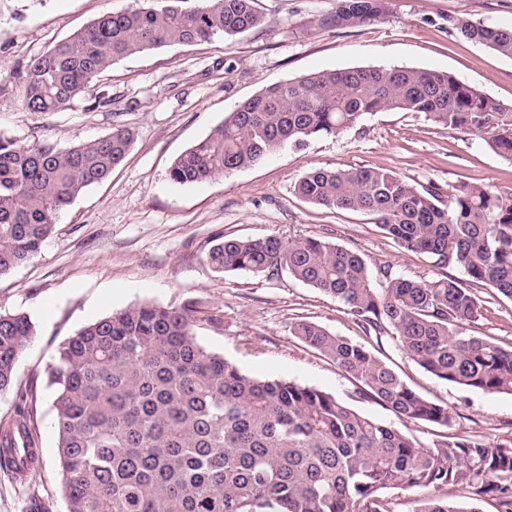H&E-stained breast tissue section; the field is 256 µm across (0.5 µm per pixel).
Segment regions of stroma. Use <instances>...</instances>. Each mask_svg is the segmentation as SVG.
<instances>
[{"instance_id":"35a3bbf8","label":"stroma","mask_w":512,"mask_h":512,"mask_svg":"<svg viewBox=\"0 0 512 512\" xmlns=\"http://www.w3.org/2000/svg\"><path fill=\"white\" fill-rule=\"evenodd\" d=\"M136 0H0V131L27 146L67 148L118 127L134 140L124 162L82 191L57 217L40 253L0 277V313H24L34 336L17 383L37 396L39 461L33 477L0 468V512H65L52 390L44 370L59 345L87 324L149 301L197 304L207 347L250 376L286 379L335 395L383 422L392 414L361 398L353 380L290 333L305 319L362 342L417 393L448 405L450 433L489 445L512 438V395L468 390L420 368L391 338L366 336L335 299L288 273L220 272L205 255L219 237H316L360 252L371 267L391 264L409 278H432L426 257L400 249L362 213L305 203L295 181L316 168L390 170L418 187L461 184L512 193V161L484 137L446 129L417 112H376L336 136L286 148L209 182L178 185L175 157L206 137L235 106L268 85L321 70L413 67L450 73L512 103V58L461 38L464 17L512 28V0H391L386 19L353 28L320 26L336 0H256L263 24L235 36L171 43L112 65L70 106L45 114L23 105L31 58ZM104 106H96V99ZM472 330L512 344V301L489 300Z\"/></svg>"}]
</instances>
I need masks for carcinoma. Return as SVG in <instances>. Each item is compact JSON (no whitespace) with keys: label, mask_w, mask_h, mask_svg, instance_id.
I'll use <instances>...</instances> for the list:
<instances>
[{"label":"carcinoma","mask_w":512,"mask_h":512,"mask_svg":"<svg viewBox=\"0 0 512 512\" xmlns=\"http://www.w3.org/2000/svg\"><path fill=\"white\" fill-rule=\"evenodd\" d=\"M256 0H143L106 12L32 58L27 111L59 112L117 60L169 44L235 36L263 24ZM388 13L386 0H336L320 23L356 27ZM464 39L512 58V31L453 23ZM419 112L441 127L487 136L512 159V104L446 72L409 67L321 70L275 83L241 102L168 168L200 184L249 168L286 147L336 136L369 114ZM133 132L119 127L67 149L21 146L0 132V276L33 258L55 219L126 158ZM304 202L362 212L401 249L441 269L432 279L372 269L358 252L315 237H221L206 254L219 271L286 270L340 302L366 333L395 340L439 380L512 395V344L466 324L490 297L512 300V203L476 184L421 189L378 168L314 169L294 184ZM459 269L461 279L447 273ZM194 306L149 302L105 316L62 343L45 374L53 388L67 512H392L385 492L433 493L417 512H479L483 497L512 512V441L495 446L445 433L426 445L411 422L450 426L448 406L422 397L374 351L309 321L292 335L330 359L359 394L395 417L381 423L336 396L285 379L251 377L200 343ZM34 325L0 314V394L14 389ZM16 390V389H14ZM12 426L28 448L37 415L17 389ZM462 488L470 502L448 498Z\"/></svg>","instance_id":"carcinoma-1"}]
</instances>
